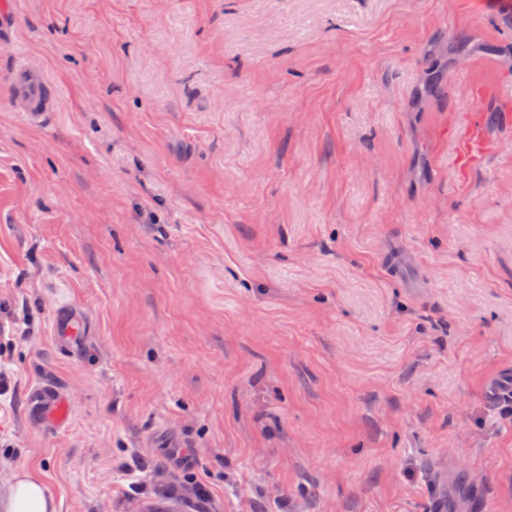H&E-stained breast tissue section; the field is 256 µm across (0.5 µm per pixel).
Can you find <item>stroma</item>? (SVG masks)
Wrapping results in <instances>:
<instances>
[{"mask_svg":"<svg viewBox=\"0 0 512 512\" xmlns=\"http://www.w3.org/2000/svg\"><path fill=\"white\" fill-rule=\"evenodd\" d=\"M13 2L0 497L512 512V0ZM19 49L62 90L42 127ZM7 86L10 108L21 112L29 125L45 124L59 108V88L45 76L40 64L22 51L15 53ZM91 322L79 306L64 304L56 308L53 319L55 340L69 352L82 344L84 336H89ZM26 404L32 415L56 426H65L71 419V407L67 398L56 388L40 383L29 392ZM4 512H56L54 501L43 482L29 472H22L3 500Z\"/></svg>","mask_w":512,"mask_h":512,"instance_id":"stroma-1","label":"stroma"}]
</instances>
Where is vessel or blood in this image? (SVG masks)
<instances>
[{
  "label": "vessel or blood",
  "mask_w": 512,
  "mask_h": 512,
  "mask_svg": "<svg viewBox=\"0 0 512 512\" xmlns=\"http://www.w3.org/2000/svg\"><path fill=\"white\" fill-rule=\"evenodd\" d=\"M7 86L10 108L21 113L28 124H45L59 108L57 85L46 77L40 64L24 52H16ZM90 331L91 322L79 306L64 304L56 308L53 332L59 344L74 349ZM26 404L35 418L49 420L54 425H67L71 419L67 398L48 384L41 383L31 389Z\"/></svg>",
  "instance_id": "vessel-or-blood-1"
}]
</instances>
